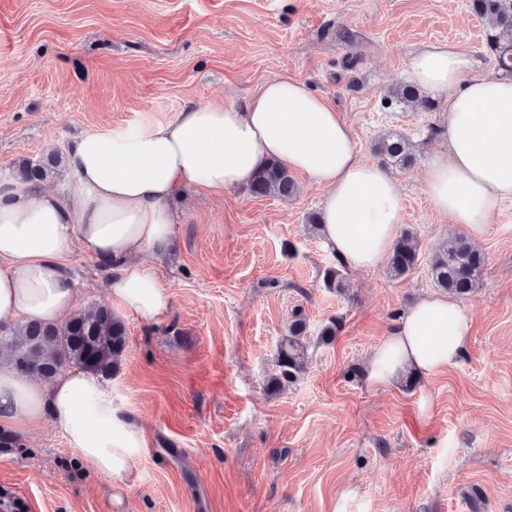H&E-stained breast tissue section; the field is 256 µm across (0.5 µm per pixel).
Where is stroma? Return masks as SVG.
Instances as JSON below:
<instances>
[{"label":"stroma","mask_w":512,"mask_h":512,"mask_svg":"<svg viewBox=\"0 0 512 512\" xmlns=\"http://www.w3.org/2000/svg\"><path fill=\"white\" fill-rule=\"evenodd\" d=\"M492 32L469 0H0V167L65 156L88 131L172 122L195 103L239 105L288 75L350 123L362 160L380 162L386 134L410 141L413 164L385 171L401 184L420 256L406 276L383 263L347 270L348 295L325 288L336 257L309 223L323 192L301 174L288 199L187 187L155 258L172 306L153 321L123 312L74 243L84 305L127 325L106 383L140 445L111 477L44 422L0 448V512H512V199L477 234L434 214L423 182L446 114L392 96L434 41L497 70ZM455 234L486 254L464 300L466 355L436 376L369 385L373 350L436 293L430 265ZM297 308L311 330L334 316L342 328L332 344H310L298 381L274 394L266 379Z\"/></svg>","instance_id":"obj_1"}]
</instances>
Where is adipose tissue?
Segmentation results:
<instances>
[{"instance_id":"adipose-tissue-1","label":"adipose tissue","mask_w":512,"mask_h":512,"mask_svg":"<svg viewBox=\"0 0 512 512\" xmlns=\"http://www.w3.org/2000/svg\"><path fill=\"white\" fill-rule=\"evenodd\" d=\"M406 74L448 114L424 194L436 214L482 230L512 199V77L476 73L470 55L450 41L423 47ZM271 160L323 188L320 236L345 266L370 270L389 256L404 222L398 181L359 158L350 126L324 97L283 77L240 106L210 101L172 123L82 134L67 151V180L56 192L0 168V325L59 323L76 310L69 256L77 239L126 311L158 319L172 295L151 256L174 233L170 201L190 184L223 196ZM470 333L464 305L424 297L374 349L366 379L388 386L409 372L439 374L463 358ZM45 421L106 475L126 470L139 445L97 376L66 371L43 385L1 364L0 429L13 435Z\"/></svg>"}]
</instances>
